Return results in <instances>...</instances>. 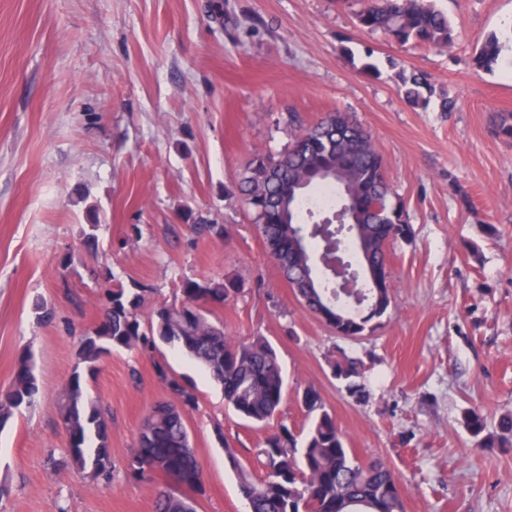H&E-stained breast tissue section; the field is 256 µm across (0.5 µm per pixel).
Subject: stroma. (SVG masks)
I'll return each mask as SVG.
<instances>
[{"label":"stroma","instance_id":"obj_1","mask_svg":"<svg viewBox=\"0 0 512 512\" xmlns=\"http://www.w3.org/2000/svg\"><path fill=\"white\" fill-rule=\"evenodd\" d=\"M434 3L456 29L447 49L360 30L363 0H0V391L27 350L42 386L0 429V512H156L165 477L133 481L123 464L164 397L158 360L198 397L187 418L204 479L197 512H246L224 448L261 478L268 429L165 345L110 352L86 379L107 414L111 483L52 465L65 447L58 394L101 288L137 281L170 303L187 277L242 282L217 315L231 335L277 348L278 420L307 428L298 394L315 387L358 459L394 471L405 512H512V454L477 448L463 421L475 409L493 427L512 412V140L496 133L512 113V69L471 65L512 23V0ZM404 68L457 111L408 104ZM336 110L373 132L413 236L390 248L382 326L357 339L301 306L234 193L254 151L287 147L290 115L308 125ZM188 210L230 238L195 235ZM39 303L51 322L37 324ZM339 351L364 361L366 401L333 377Z\"/></svg>","mask_w":512,"mask_h":512}]
</instances>
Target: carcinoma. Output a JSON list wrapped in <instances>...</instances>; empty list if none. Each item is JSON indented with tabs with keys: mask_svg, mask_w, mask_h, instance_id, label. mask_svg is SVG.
Returning <instances> with one entry per match:
<instances>
[{
	"mask_svg": "<svg viewBox=\"0 0 512 512\" xmlns=\"http://www.w3.org/2000/svg\"><path fill=\"white\" fill-rule=\"evenodd\" d=\"M356 21L359 29L381 32L401 46L445 49L454 42L448 17L433 0H365ZM502 49L501 37L488 36L473 57L474 65L493 71ZM399 78L403 98L411 105L426 104L436 95L420 71L403 69ZM235 190L253 215L268 257L287 281L295 282L304 273L289 231L304 224L305 218L312 219L318 230L303 239V251L322 255L324 266L313 288L304 293L303 307L340 336L355 338L372 330L371 323L392 304L387 246L408 240L411 227L403 205L389 202L392 189L386 164L371 131L347 112H327L314 124L297 126L283 151L254 152ZM181 220L200 236L223 241L230 235L229 227L202 214L187 211ZM367 262L381 287L362 281L366 301L355 303L351 293L340 306L329 305L328 298L336 291L331 274L336 264L358 278ZM242 291L234 279L187 278L179 288L180 305L151 307L153 289L141 283L103 289L100 319L81 337L73 372L58 396L67 448L53 465L75 467L94 484L112 480L108 424L86 390L84 374L113 348L147 351L159 342L169 344L209 372L238 415L254 424H271L285 387L276 348L263 336L233 339L223 322L211 319L215 309ZM329 365L352 397H369L362 361L343 352L331 356ZM154 369L167 400L150 412L137 448L126 459V476L151 482L156 474H164L179 491L158 489L157 512H195L194 495L204 494V485L186 417L198 399L193 387L166 364L157 362ZM38 394L33 356L25 352L11 386L0 394V428L15 410L32 405ZM300 403L310 419L309 429L300 440L287 424H276L258 450L266 468L263 478H253L235 451L225 447L250 512H405L394 472L380 460L363 463L352 453L320 393L308 387L300 394ZM464 424L479 448L512 447V415L502 416L492 431L484 414L472 410L464 415Z\"/></svg>",
	"mask_w": 512,
	"mask_h": 512,
	"instance_id": "1",
	"label": "carcinoma"
}]
</instances>
